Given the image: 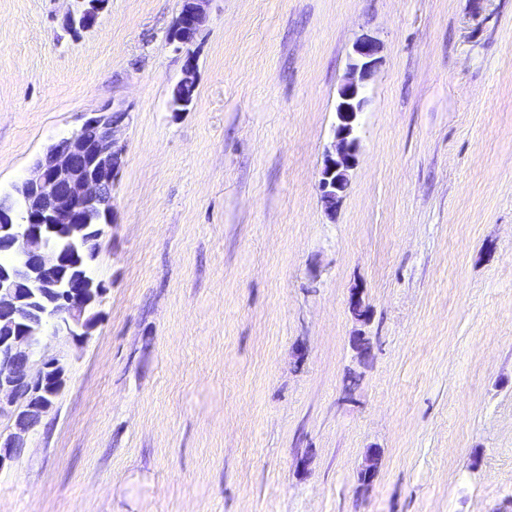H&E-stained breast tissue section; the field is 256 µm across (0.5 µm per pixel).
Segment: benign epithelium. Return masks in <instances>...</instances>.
<instances>
[{
    "mask_svg": "<svg viewBox=\"0 0 512 512\" xmlns=\"http://www.w3.org/2000/svg\"><path fill=\"white\" fill-rule=\"evenodd\" d=\"M205 0H188L174 26V38L193 41L204 22ZM107 0L71 13V26L92 27ZM381 45L361 36L353 51L335 107L333 142L325 152L319 192L335 211L349 187L350 172L358 164L361 116L367 86L381 64ZM196 64L185 61L183 78L173 91L172 103L184 104L196 90ZM125 112H93L82 128L50 143L32 166L29 176L13 185L19 208L0 214V419L11 423L0 432V472L25 447L68 381L65 357L43 345L47 336L85 345L100 323L106 292L95 275L94 262L107 228L112 226V187L122 167L127 126ZM92 127L88 140L82 129ZM380 463L372 449L360 472L371 482Z\"/></svg>",
    "mask_w": 512,
    "mask_h": 512,
    "instance_id": "7a95c632",
    "label": "benign epithelium"
}]
</instances>
